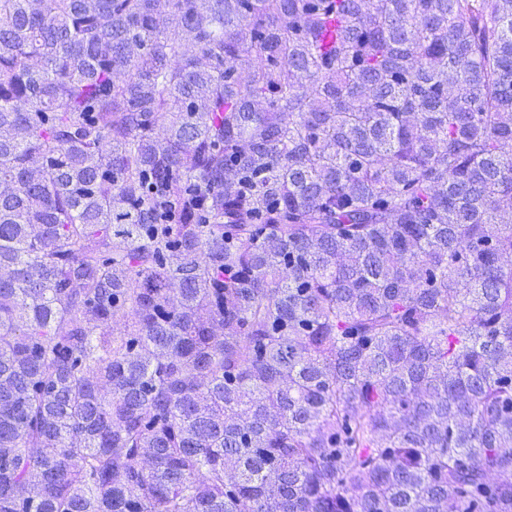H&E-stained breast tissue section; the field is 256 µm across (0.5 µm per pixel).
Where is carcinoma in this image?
I'll list each match as a JSON object with an SVG mask.
<instances>
[{
  "label": "carcinoma",
  "instance_id": "1",
  "mask_svg": "<svg viewBox=\"0 0 512 512\" xmlns=\"http://www.w3.org/2000/svg\"><path fill=\"white\" fill-rule=\"evenodd\" d=\"M511 257L512 0H0V512H512Z\"/></svg>",
  "mask_w": 512,
  "mask_h": 512
}]
</instances>
